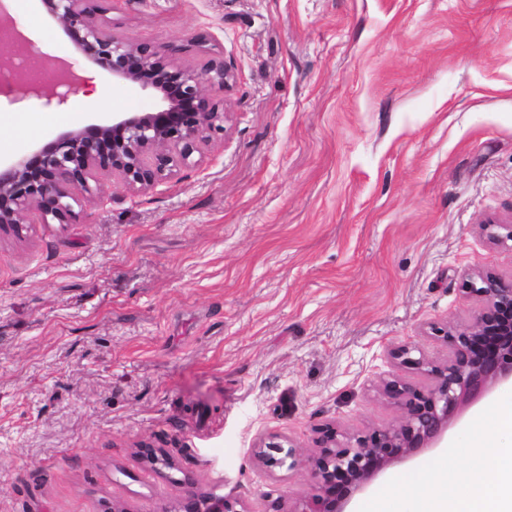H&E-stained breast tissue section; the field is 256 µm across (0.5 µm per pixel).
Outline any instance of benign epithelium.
Segmentation results:
<instances>
[{"label":"benign epithelium","instance_id":"obj_1","mask_svg":"<svg viewBox=\"0 0 512 512\" xmlns=\"http://www.w3.org/2000/svg\"><path fill=\"white\" fill-rule=\"evenodd\" d=\"M117 0H41L74 45L77 53L120 82L136 83L159 98L155 112H126L110 124H90L58 135L50 144L9 163H0V232L27 236L29 220L75 224L82 200L100 196L91 185L94 174L118 177L129 191L143 192L197 164L213 135L224 131L226 112L215 94L235 81L236 74L209 42L195 46L206 57L198 69L178 63L181 48L130 39L112 30L108 13ZM0 28L23 44L7 8L0 4ZM13 56L0 53V96L24 87L46 107L65 103L86 78L77 75L56 86H34L9 77ZM497 243L512 241L511 224H486ZM505 233H499V230ZM466 292L483 299L484 307L465 326L437 327L438 337L451 349L448 360L433 363L412 356L402 345L390 350L392 359L430 378L418 389L393 375L381 384L385 396L404 409L396 426L377 429L355 439L339 431L320 429V450L313 461L315 491L294 512H346L352 498L364 491L392 464L435 447L460 414L494 387L512 382V282L491 271H480L465 282ZM143 458L170 467L162 449L140 445ZM297 450L281 441H263L255 457L268 467L296 462ZM180 512H247L237 500L191 494Z\"/></svg>","mask_w":512,"mask_h":512}]
</instances>
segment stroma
I'll return each mask as SVG.
<instances>
[{
  "mask_svg": "<svg viewBox=\"0 0 512 512\" xmlns=\"http://www.w3.org/2000/svg\"><path fill=\"white\" fill-rule=\"evenodd\" d=\"M11 14L88 86L57 109L1 97L0 160L155 104L85 63L39 0ZM111 18L190 68L205 37L237 80L196 167L140 193L101 178L83 223L0 235V512H178L192 492L290 512L323 425L395 426L382 381L427 385L390 348L445 361L436 328L483 307L465 281H512V242L485 230L512 225V0H118ZM510 406L497 388L348 512L443 454L467 488L512 444L493 418ZM273 437L294 467L258 462Z\"/></svg>",
  "mask_w": 512,
  "mask_h": 512,
  "instance_id": "35a3bbf8",
  "label": "stroma"
}]
</instances>
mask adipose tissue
<instances>
[{
  "instance_id": "obj_1",
  "label": "adipose tissue",
  "mask_w": 512,
  "mask_h": 512,
  "mask_svg": "<svg viewBox=\"0 0 512 512\" xmlns=\"http://www.w3.org/2000/svg\"><path fill=\"white\" fill-rule=\"evenodd\" d=\"M469 486L466 493L449 488L447 459L426 462L365 502L360 512H390L403 487L412 492L411 512H512V448L498 449L492 470L472 469Z\"/></svg>"
}]
</instances>
